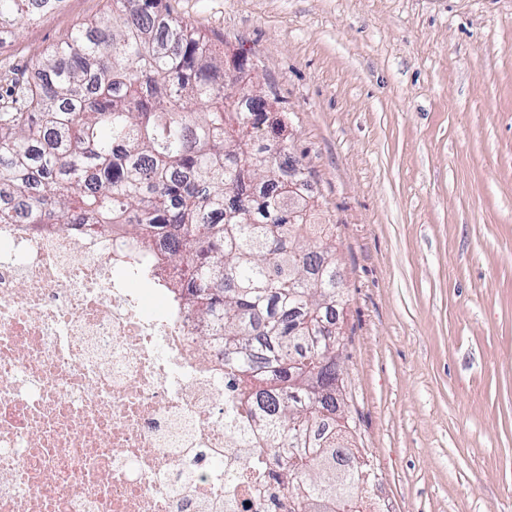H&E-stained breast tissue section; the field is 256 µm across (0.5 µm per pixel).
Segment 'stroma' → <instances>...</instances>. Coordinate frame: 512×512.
Here are the masks:
<instances>
[{
  "label": "stroma",
  "mask_w": 512,
  "mask_h": 512,
  "mask_svg": "<svg viewBox=\"0 0 512 512\" xmlns=\"http://www.w3.org/2000/svg\"><path fill=\"white\" fill-rule=\"evenodd\" d=\"M0 48V95L105 12ZM245 55L335 227L352 445L390 512H512V0H168Z\"/></svg>",
  "instance_id": "obj_1"
}]
</instances>
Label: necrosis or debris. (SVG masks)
<instances>
[{"instance_id":"obj_1","label":"necrosis or debris","mask_w":512,"mask_h":512,"mask_svg":"<svg viewBox=\"0 0 512 512\" xmlns=\"http://www.w3.org/2000/svg\"><path fill=\"white\" fill-rule=\"evenodd\" d=\"M141 254L123 224H0V512H297L271 436L224 424L237 381L179 271L134 287Z\"/></svg>"}]
</instances>
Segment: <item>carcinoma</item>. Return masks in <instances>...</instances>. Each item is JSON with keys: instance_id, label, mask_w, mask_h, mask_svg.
<instances>
[{"instance_id": "carcinoma-1", "label": "carcinoma", "mask_w": 512, "mask_h": 512, "mask_svg": "<svg viewBox=\"0 0 512 512\" xmlns=\"http://www.w3.org/2000/svg\"><path fill=\"white\" fill-rule=\"evenodd\" d=\"M65 0H0V48ZM45 49L0 108V224H126L224 346L238 412L284 434L299 512H358L370 464L345 446L333 235L288 210L308 176L253 81L227 110L224 56L163 0H111ZM164 247H153L152 238Z\"/></svg>"}]
</instances>
